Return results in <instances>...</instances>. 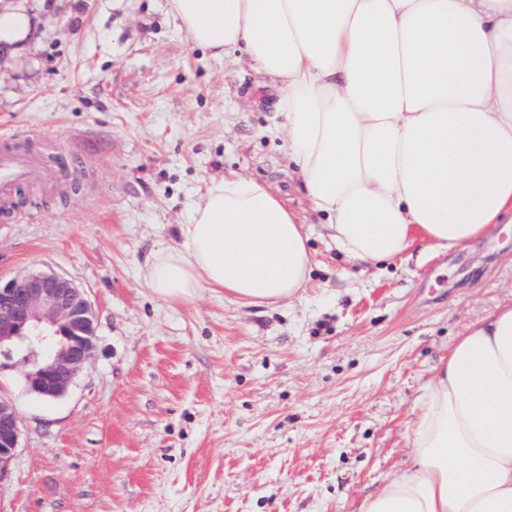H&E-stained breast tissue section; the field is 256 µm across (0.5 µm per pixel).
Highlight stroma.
Returning <instances> with one entry per match:
<instances>
[{"label":"stroma","instance_id":"stroma-1","mask_svg":"<svg viewBox=\"0 0 512 512\" xmlns=\"http://www.w3.org/2000/svg\"><path fill=\"white\" fill-rule=\"evenodd\" d=\"M38 28L0 76V134L58 160L0 214V278L84 289L96 352L46 401L0 357L22 421L0 512H355L403 468L435 369L512 304V223L446 251L415 240L371 267L338 251L286 151L270 81L193 46L167 0H28ZM42 141L28 140V131ZM308 219L303 295L168 303L143 272L229 173Z\"/></svg>","mask_w":512,"mask_h":512}]
</instances>
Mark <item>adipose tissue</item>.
<instances>
[{
    "label": "adipose tissue",
    "instance_id": "1",
    "mask_svg": "<svg viewBox=\"0 0 512 512\" xmlns=\"http://www.w3.org/2000/svg\"><path fill=\"white\" fill-rule=\"evenodd\" d=\"M192 43L269 76L275 135L337 249L362 264L415 238L452 249L512 219V0H169ZM25 0H0L23 51ZM144 279L160 299L300 297L308 234L265 183L229 175L193 204ZM357 512H512V305L469 325L429 385L411 461Z\"/></svg>",
    "mask_w": 512,
    "mask_h": 512
}]
</instances>
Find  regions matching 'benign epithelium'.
Returning <instances> with one entry per match:
<instances>
[{"instance_id": "7a95c632", "label": "benign epithelium", "mask_w": 512, "mask_h": 512, "mask_svg": "<svg viewBox=\"0 0 512 512\" xmlns=\"http://www.w3.org/2000/svg\"><path fill=\"white\" fill-rule=\"evenodd\" d=\"M96 313L85 290L68 278L41 271L0 280V345L23 367L29 389L51 400L63 396L96 349ZM21 435L14 406L0 398V480Z\"/></svg>"}]
</instances>
